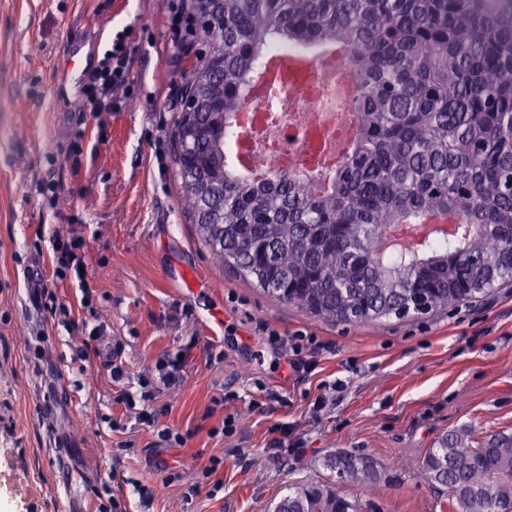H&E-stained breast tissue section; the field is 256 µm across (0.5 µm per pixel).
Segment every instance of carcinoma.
Segmentation results:
<instances>
[{"instance_id":"cac0c4a2","label":"carcinoma","mask_w":512,"mask_h":512,"mask_svg":"<svg viewBox=\"0 0 512 512\" xmlns=\"http://www.w3.org/2000/svg\"><path fill=\"white\" fill-rule=\"evenodd\" d=\"M209 52L192 68L174 133L182 204L216 259L312 316L366 323L446 311L512 283V0H224L201 26ZM342 53L358 81L360 125L328 181L249 178L226 152L234 111L275 46ZM224 111L212 109L218 86ZM453 219L406 250L390 228ZM341 478L376 485L373 460L339 452ZM421 475L448 512L512 505V434L478 448L451 433ZM276 512H356L329 485L293 487Z\"/></svg>"}]
</instances>
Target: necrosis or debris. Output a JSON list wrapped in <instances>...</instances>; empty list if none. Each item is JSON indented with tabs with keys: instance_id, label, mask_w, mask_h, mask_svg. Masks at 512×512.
Wrapping results in <instances>:
<instances>
[{
	"instance_id": "obj_1",
	"label": "necrosis or debris",
	"mask_w": 512,
	"mask_h": 512,
	"mask_svg": "<svg viewBox=\"0 0 512 512\" xmlns=\"http://www.w3.org/2000/svg\"><path fill=\"white\" fill-rule=\"evenodd\" d=\"M349 72L347 58L330 65L316 60L308 72L286 76L279 86L256 97L252 124L237 130L238 140L250 146L251 169L292 174L314 155L335 158L343 142L358 134L338 114L342 93L336 77Z\"/></svg>"
}]
</instances>
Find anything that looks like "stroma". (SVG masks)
<instances>
[{"label": "stroma", "mask_w": 512, "mask_h": 512, "mask_svg": "<svg viewBox=\"0 0 512 512\" xmlns=\"http://www.w3.org/2000/svg\"><path fill=\"white\" fill-rule=\"evenodd\" d=\"M179 5L195 22L193 0H0V479L17 488L0 489V512H24L29 491L37 512H57L64 492L83 508L106 482L126 512H273L300 481L334 484L358 512H448L421 460L452 431L471 446L512 433V286L445 313L350 324L214 264L180 204L174 123L206 47L174 35ZM119 34L130 88L95 112L63 67L94 69ZM74 235L88 245L83 289L55 274L53 239ZM191 268L203 285L189 292ZM44 284L65 313L43 307ZM282 339L313 370L292 372ZM83 346L94 355L80 366ZM113 349L135 394L159 362L176 366V384L156 386L157 426L118 401L101 359ZM161 427L183 445L160 443ZM341 451L377 463L378 493L337 482L326 460Z\"/></svg>", "instance_id": "35a3bbf8"}]
</instances>
